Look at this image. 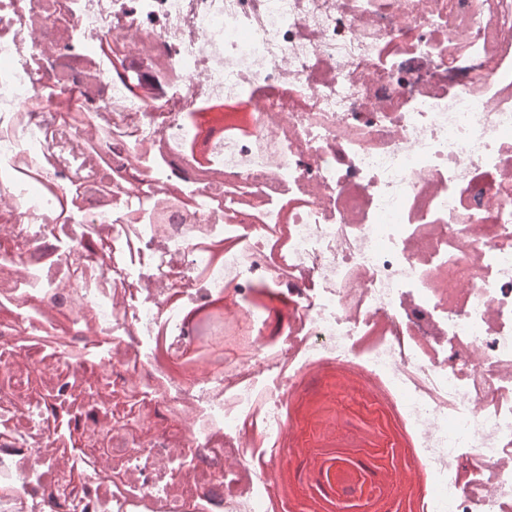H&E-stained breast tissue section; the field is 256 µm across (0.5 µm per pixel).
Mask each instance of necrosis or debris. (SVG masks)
Returning <instances> with one entry per match:
<instances>
[{
	"mask_svg": "<svg viewBox=\"0 0 512 512\" xmlns=\"http://www.w3.org/2000/svg\"><path fill=\"white\" fill-rule=\"evenodd\" d=\"M2 65L0 512H276L352 364L421 512L512 505V0H0Z\"/></svg>",
	"mask_w": 512,
	"mask_h": 512,
	"instance_id": "4bbe7bcc",
	"label": "necrosis or debris"
}]
</instances>
